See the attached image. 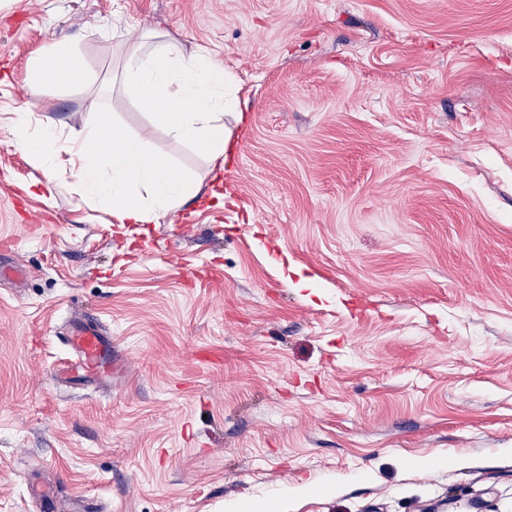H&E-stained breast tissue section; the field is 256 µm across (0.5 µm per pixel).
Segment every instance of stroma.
<instances>
[{"mask_svg":"<svg viewBox=\"0 0 512 512\" xmlns=\"http://www.w3.org/2000/svg\"><path fill=\"white\" fill-rule=\"evenodd\" d=\"M147 27L232 79L234 205L120 87ZM66 45L83 83L32 94ZM21 108L108 113L198 193L123 226L68 165L46 194ZM1 244L0 512L36 468L96 512H512V0H0ZM76 311L115 390L53 377Z\"/></svg>","mask_w":512,"mask_h":512,"instance_id":"1","label":"stroma"}]
</instances>
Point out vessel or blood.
I'll use <instances>...</instances> for the list:
<instances>
[{"mask_svg": "<svg viewBox=\"0 0 512 512\" xmlns=\"http://www.w3.org/2000/svg\"><path fill=\"white\" fill-rule=\"evenodd\" d=\"M66 342L74 359L57 368V378L80 381L87 376L119 375L126 369L122 357L113 353L112 339L106 336L99 319L73 318Z\"/></svg>", "mask_w": 512, "mask_h": 512, "instance_id": "1", "label": "vessel or blood"}]
</instances>
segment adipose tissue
<instances>
[{
  "label": "adipose tissue",
  "mask_w": 512,
  "mask_h": 512,
  "mask_svg": "<svg viewBox=\"0 0 512 512\" xmlns=\"http://www.w3.org/2000/svg\"><path fill=\"white\" fill-rule=\"evenodd\" d=\"M142 35L143 43L122 61L124 92L170 138L224 166L231 150L224 113L235 103L224 97L228 76L223 66L206 54L184 53L172 40H152L151 30ZM73 55L70 49L52 50L49 63L35 64L33 87L82 82V73L71 64ZM8 133L10 144L36 164L68 160L86 194L102 200L121 224L161 223L197 193L191 176L139 139L119 136L105 114L90 131L67 139L51 125L33 128L30 114L22 111L10 118Z\"/></svg>",
  "instance_id": "1"
}]
</instances>
